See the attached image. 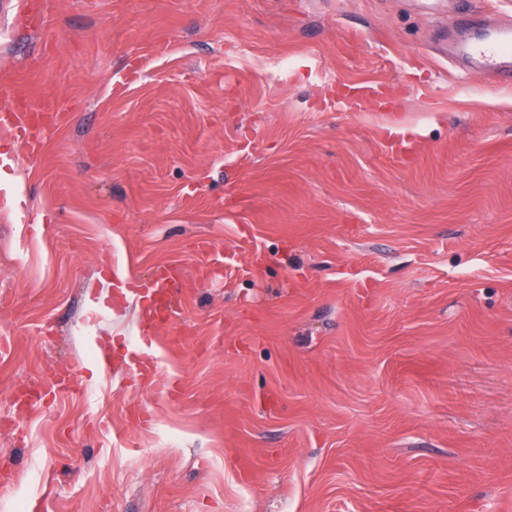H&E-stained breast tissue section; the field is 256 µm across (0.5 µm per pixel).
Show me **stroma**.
<instances>
[{
  "label": "stroma",
  "mask_w": 512,
  "mask_h": 512,
  "mask_svg": "<svg viewBox=\"0 0 512 512\" xmlns=\"http://www.w3.org/2000/svg\"><path fill=\"white\" fill-rule=\"evenodd\" d=\"M27 2L0 10V108L61 119L34 158L0 135V415L65 367L95 397L0 425V494L512 512V86L446 54L512 0ZM126 262L181 274L166 395L127 366Z\"/></svg>",
  "instance_id": "35a3bbf8"
}]
</instances>
